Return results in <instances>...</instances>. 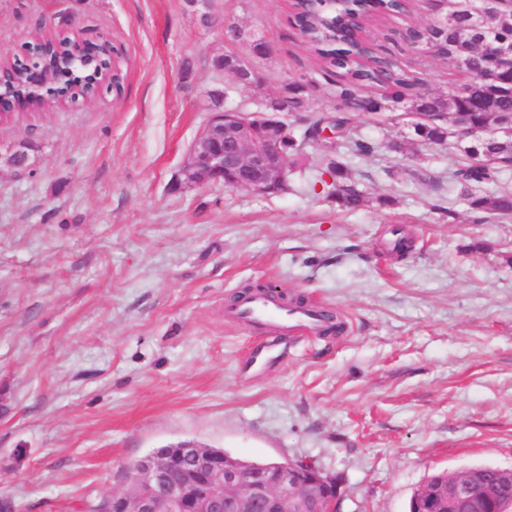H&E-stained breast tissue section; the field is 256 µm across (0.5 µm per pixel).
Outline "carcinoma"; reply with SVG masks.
<instances>
[{"instance_id": "1", "label": "carcinoma", "mask_w": 512, "mask_h": 512, "mask_svg": "<svg viewBox=\"0 0 512 512\" xmlns=\"http://www.w3.org/2000/svg\"><path fill=\"white\" fill-rule=\"evenodd\" d=\"M409 0H296L292 25L325 74L333 80L340 114L307 115L306 84H288V111L298 112L300 135L288 136V158L298 156L304 146L320 139L322 131L336 130V138L348 142L358 157L372 155L374 147L351 136L349 112H381L405 109L420 120L414 133L422 142L443 145L448 126L460 135L462 161L449 172L477 220L486 216L512 217V189L487 194L484 188L500 182L503 170L512 166V7L503 0H458L437 25L410 28L408 43L415 50L434 49L440 57L465 72L468 80L451 93L418 92L420 78L388 55L378 56L365 48L361 35L369 19L380 14H406ZM77 44L62 43L45 66L54 87L59 86L66 60L76 54ZM368 88L382 90L379 98L368 97ZM331 183L328 196L345 210H355L364 195L349 168L339 162L327 165Z\"/></svg>"}]
</instances>
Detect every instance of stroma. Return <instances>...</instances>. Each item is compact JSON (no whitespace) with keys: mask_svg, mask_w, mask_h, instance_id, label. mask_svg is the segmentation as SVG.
<instances>
[{"mask_svg":"<svg viewBox=\"0 0 512 512\" xmlns=\"http://www.w3.org/2000/svg\"><path fill=\"white\" fill-rule=\"evenodd\" d=\"M210 10L206 27L185 0H0V57H24L42 22L109 38L122 76L121 92L0 123V500L83 512L125 489L136 460L185 442L313 461L339 483L338 512H407L433 472L512 468V219L477 223L448 179L455 142L421 144L402 111L354 115L370 157L305 145L283 193L172 190L208 119L211 58L247 51L221 21L272 46L254 62L263 84L225 107L256 110L299 78L309 109L336 105L289 0ZM436 15L415 0L368 30L411 66L390 35ZM332 159L366 195L355 211L321 191ZM257 286L337 311L341 333L246 370L265 335L227 308Z\"/></svg>","mask_w":512,"mask_h":512,"instance_id":"obj_1","label":"stroma"}]
</instances>
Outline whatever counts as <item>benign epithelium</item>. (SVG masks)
<instances>
[{
  "label": "benign epithelium",
  "instance_id": "obj_1",
  "mask_svg": "<svg viewBox=\"0 0 512 512\" xmlns=\"http://www.w3.org/2000/svg\"><path fill=\"white\" fill-rule=\"evenodd\" d=\"M73 64L91 67L98 45L81 43ZM272 47L255 34L249 52L219 70L225 86L207 91L216 103L202 132L189 145L174 186L209 183L248 189L263 195L287 189L290 164L283 149L288 123L279 98L266 100L254 112L223 106L225 88L255 86L260 76L253 60ZM0 59V121L19 108L31 107L41 95H55L45 81L41 48L30 46L13 64L28 74V90L16 92ZM339 486L331 477L297 461L250 464L215 454L196 444L163 448L135 462L124 491L110 496L111 512H336ZM416 503L429 512H512V470L477 469L453 474L434 487L422 488Z\"/></svg>",
  "mask_w": 512,
  "mask_h": 512
}]
</instances>
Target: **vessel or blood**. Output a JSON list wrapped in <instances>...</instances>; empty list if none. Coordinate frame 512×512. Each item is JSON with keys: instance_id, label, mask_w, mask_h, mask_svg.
Returning a JSON list of instances; mask_svg holds the SVG:
<instances>
[{"instance_id": "obj_1", "label": "vessel or blood", "mask_w": 512, "mask_h": 512, "mask_svg": "<svg viewBox=\"0 0 512 512\" xmlns=\"http://www.w3.org/2000/svg\"><path fill=\"white\" fill-rule=\"evenodd\" d=\"M232 319L271 331L276 339L305 340L321 335L327 321L314 307L281 308L268 296L258 294L242 306L232 308Z\"/></svg>"}]
</instances>
